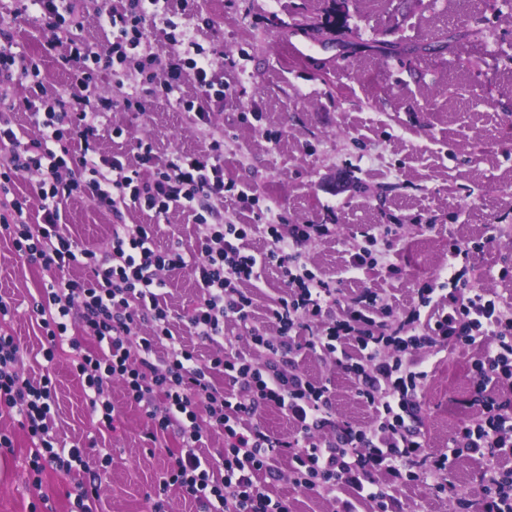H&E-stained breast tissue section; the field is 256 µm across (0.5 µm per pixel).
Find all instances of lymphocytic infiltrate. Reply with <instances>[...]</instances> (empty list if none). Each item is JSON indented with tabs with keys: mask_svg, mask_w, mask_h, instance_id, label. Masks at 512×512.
<instances>
[{
	"mask_svg": "<svg viewBox=\"0 0 512 512\" xmlns=\"http://www.w3.org/2000/svg\"><path fill=\"white\" fill-rule=\"evenodd\" d=\"M32 2L43 30L42 53L69 73L70 86L44 95L38 60L16 51L12 35L0 32V236L11 240L19 257L49 275L35 304L46 361L54 360L70 329L96 341L97 350L76 353L71 367L90 392L98 426L112 429L119 415L112 401V382L118 379L128 401L147 418L144 440L149 447H159L165 433L177 434L181 448L151 492L154 512H163L173 486L194 497L202 512H292L288 499L271 496L266 486L280 480L277 462L282 458L296 487L335 498L337 512H356L361 501L370 503L373 512H403L397 487L428 482L444 493L440 478L451 459L462 456L479 457L485 467L477 499L460 498L459 506L512 512V470L495 464L501 456H512V399L485 396L488 385L512 383V306L468 287L452 272L448 309L433 325L415 328L422 307L430 303L433 288L428 285L418 291L419 305L405 313L396 329L386 331L369 308L389 310L387 295L368 292L366 307L357 298L343 302L325 282L293 273L297 247L324 236V225L286 223L270 203L256 209V224L224 222L213 206L228 190L223 138L206 141L196 152L167 157L141 141L133 164L103 155L97 145L100 130L116 138L125 132L113 123V113L137 118L158 100L175 101L198 125H208L214 105L224 101L217 70L224 52L197 42L164 0H123L121 7L104 8L100 17L111 27L113 41L103 54L77 36L85 18L79 0H71L64 13L57 0ZM154 22L176 33L168 58L146 48ZM105 74L122 87L120 96L99 92L98 80ZM187 82L197 89L194 97L181 93ZM18 86L27 88L26 97L15 96ZM25 108L32 109L37 132L23 139L13 129L12 116ZM30 173L38 181L33 198L27 199L15 194L13 185ZM75 197L117 217L106 248L71 241L62 208ZM131 205L158 215L194 210L199 226L194 248L187 251L177 243L155 247L151 225L121 223L123 208ZM34 207L40 219L33 224ZM258 227L270 247L256 256L243 243ZM268 264L282 269L287 289L269 307L267 325L259 326L251 321L253 297L246 285ZM164 269L187 271L202 294L188 330L218 346L208 361H201L170 329L160 296ZM14 312V306L0 300V413L15 416L30 440V512H53L42 480L49 469L72 480L70 512H98L97 485L79 478L89 468L87 450L60 448L54 434L53 375L47 372L36 380L19 370L24 350L6 330ZM229 321L245 332L247 350L225 336ZM141 322L150 327L142 336L135 332ZM478 343L483 349L473 364L471 402L481 413L456 430L448 451H428L413 424L415 401L428 377L416 352ZM346 344L355 347L357 358L343 369L357 397L375 413L369 428L336 420L330 379H314L299 369L302 351L333 354ZM218 372L231 392L214 384ZM267 407L284 411L294 431L277 437L256 423L257 413ZM324 428L330 437H316V430ZM209 430L224 435L220 476L199 456Z\"/></svg>",
	"mask_w": 512,
	"mask_h": 512,
	"instance_id": "lymphocytic-infiltrate-1",
	"label": "lymphocytic infiltrate"
}]
</instances>
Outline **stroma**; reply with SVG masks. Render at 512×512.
<instances>
[{
  "label": "stroma",
  "mask_w": 512,
  "mask_h": 512,
  "mask_svg": "<svg viewBox=\"0 0 512 512\" xmlns=\"http://www.w3.org/2000/svg\"><path fill=\"white\" fill-rule=\"evenodd\" d=\"M182 24L203 46L220 42L230 58L224 67V103L215 107L213 129L224 133V179L235 192L224 195L225 220L251 224L236 191L273 201L292 224H326L330 235L297 250L296 263L316 277L335 282L343 295L386 294L392 305L385 322L398 318L417 300L418 288L456 267L474 287L512 303V9L502 0H349L336 27L337 48L312 46L305 59L291 56L287 35L305 21L325 19L332 0H170ZM0 25L11 32L21 53L41 59L46 93L62 89L67 75L50 57H41L43 32L34 9L18 0H0ZM482 30L440 55L420 57L410 46L438 40L448 30ZM406 45L386 55V44ZM112 121L127 133H102L98 147L107 155L135 158L138 141L152 142L160 156L192 152L203 144L199 126L173 104L158 102L147 116L131 120L121 112ZM127 224H150L156 245L177 240L192 248L198 234L194 215H167L129 207ZM63 222L82 245L105 244L113 218L88 200L69 201ZM394 227V245L368 244L367 232ZM467 241L469 260H452L449 238ZM371 247L378 263L354 266L359 249ZM162 298L173 333L194 347L201 360L211 346L186 328L199 292L181 270L163 271ZM48 279L39 266L21 260L9 239L0 237V297L18 312L9 331L24 348L21 371L40 376L41 331L32 311ZM282 272L260 268L252 290V319L267 324V309L283 292ZM428 371L419 395L417 423L427 448L443 450L458 425L471 415L472 365L478 348L448 346L418 352ZM70 349L54 361V431L60 445L87 448L90 456L110 453L101 470L100 512H151L146 493L169 463L179 439H163V450L146 447L142 410L125 398L121 381L112 400L121 408L115 431H96L80 380L70 368ZM301 371L331 378L337 418L372 425L374 411L355 394L353 383L334 357L307 353ZM0 429L11 432L14 451L0 455V512H29L26 461L29 441L9 416ZM405 512H452L447 496L423 483L397 488Z\"/></svg>",
  "instance_id": "stroma-1"
}]
</instances>
